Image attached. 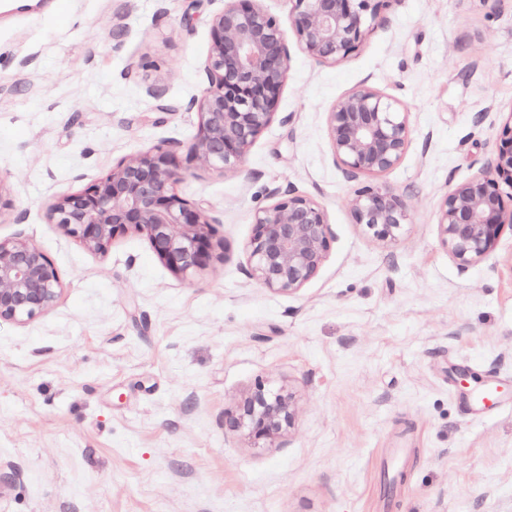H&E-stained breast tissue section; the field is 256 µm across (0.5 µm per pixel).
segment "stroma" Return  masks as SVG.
Segmentation results:
<instances>
[{
	"mask_svg": "<svg viewBox=\"0 0 512 512\" xmlns=\"http://www.w3.org/2000/svg\"><path fill=\"white\" fill-rule=\"evenodd\" d=\"M226 3L0 0V237L32 239L63 284L49 312L0 323V463L16 471L0 512H512V408L476 420L458 399L493 375L512 388V233L462 272L436 226L512 110V0L491 17L478 0H392L389 24L335 65L287 34L279 120L239 173L176 186L224 245L194 277L139 236L100 255L47 222L54 197L125 156L195 140L190 104ZM363 84L412 128L382 177L413 190L391 249L354 224L328 136L336 100ZM288 185L325 206L334 241L319 274L280 295L247 276L244 247L254 210ZM258 379L298 401L278 448L224 429Z\"/></svg>",
	"mask_w": 512,
	"mask_h": 512,
	"instance_id": "35a3bbf8",
	"label": "stroma"
}]
</instances>
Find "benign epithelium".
I'll return each instance as SVG.
<instances>
[{
	"instance_id": "1",
	"label": "benign epithelium",
	"mask_w": 512,
	"mask_h": 512,
	"mask_svg": "<svg viewBox=\"0 0 512 512\" xmlns=\"http://www.w3.org/2000/svg\"><path fill=\"white\" fill-rule=\"evenodd\" d=\"M391 0H288L289 27L301 50L328 64L357 52L370 33L389 23ZM289 51L280 20L260 0H229L211 20L205 61L208 86L191 106L198 133L188 159L199 169L240 172L261 134L277 117L288 78ZM336 166L358 185L349 199L354 223L387 247L412 223L408 197L369 178L402 161L411 139L409 113L395 99L361 85L339 98L327 115ZM181 145L168 142L132 153L102 177L54 198L46 210L84 249L108 253L128 234L144 238L174 275L187 278L215 257L216 218L175 185L189 173ZM512 230V112L500 122L495 147L469 179L451 184L438 206L441 246L465 272L493 256L505 229ZM333 241L328 213L293 188L278 189L273 202L255 210L246 245L248 277L278 294L300 292L323 267ZM62 292L58 271L30 238H0V321L27 324L48 312ZM298 416L295 396L258 379L224 412V425L253 448H275Z\"/></svg>"
}]
</instances>
